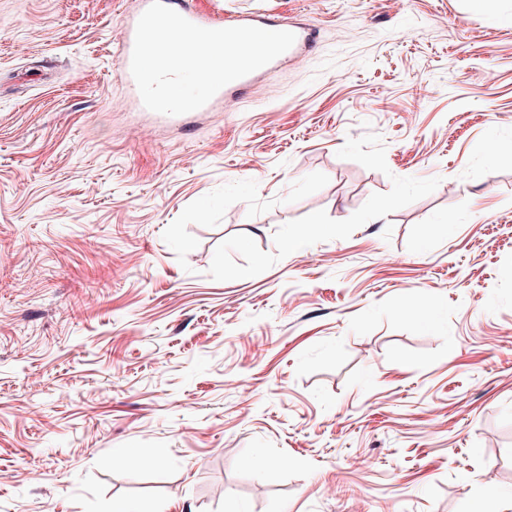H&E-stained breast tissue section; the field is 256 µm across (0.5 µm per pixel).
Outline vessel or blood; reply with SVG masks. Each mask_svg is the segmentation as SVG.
<instances>
[{"label": "vessel or blood", "instance_id": "vessel-or-blood-1", "mask_svg": "<svg viewBox=\"0 0 512 512\" xmlns=\"http://www.w3.org/2000/svg\"><path fill=\"white\" fill-rule=\"evenodd\" d=\"M169 8L177 11L188 21L208 29H223L238 26H255L268 30L285 31L289 30L295 34L296 39L291 48L288 49V56H295L302 48L310 46L314 39V31L310 28L289 25L287 21H277L267 15H255L252 13H241L223 20L211 14L198 10L193 0H163ZM151 0H137L135 13L128 15L123 24L122 49L119 57L120 73L128 88H135L136 83L131 74V57L135 41L136 25L141 13L149 7Z\"/></svg>", "mask_w": 512, "mask_h": 512}]
</instances>
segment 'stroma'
Masks as SVG:
<instances>
[{
  "label": "stroma",
  "instance_id": "1",
  "mask_svg": "<svg viewBox=\"0 0 512 512\" xmlns=\"http://www.w3.org/2000/svg\"><path fill=\"white\" fill-rule=\"evenodd\" d=\"M199 2L315 40L180 127L0 0V512H512V0Z\"/></svg>",
  "mask_w": 512,
  "mask_h": 512
}]
</instances>
